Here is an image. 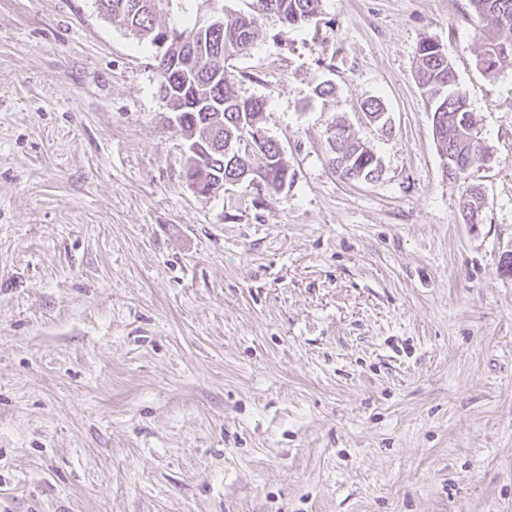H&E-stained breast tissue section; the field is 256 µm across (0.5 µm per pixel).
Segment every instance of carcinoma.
<instances>
[{
  "label": "carcinoma",
  "mask_w": 512,
  "mask_h": 512,
  "mask_svg": "<svg viewBox=\"0 0 512 512\" xmlns=\"http://www.w3.org/2000/svg\"><path fill=\"white\" fill-rule=\"evenodd\" d=\"M99 9L118 21L140 40L156 46L166 33L171 38L166 49L169 58L156 64L158 91L169 110L179 117V126L186 136L211 137L195 163L186 164V179H200L202 191L217 181L232 182L242 175L241 167L231 164L224 155V143L239 129L253 123H263L265 103L253 97H242L234 83L203 65L194 71L179 67L184 50H192L206 60L227 62L248 52L263 36L260 20L274 18L283 27L310 22L320 6V0H249L247 10L224 21V27L201 31L198 28L199 0H164L165 13L180 11L188 26L163 25L160 13L151 7L152 0H96ZM484 35L481 64L488 72L495 70L499 60L512 54V40L501 39L504 32L512 33V0H471ZM416 75L432 112V127L440 155L449 156L451 167L443 172L455 179H467L477 153V120L470 109L463 107L466 96L458 85L457 74L448 67V57L438 43L425 40L416 51ZM365 112L380 125L388 123L383 101L371 97L363 102ZM336 135L328 138L330 163L343 178L356 182L379 179L380 160L373 149L356 139L345 122L338 120Z\"/></svg>",
  "instance_id": "cac0c4a2"
}]
</instances>
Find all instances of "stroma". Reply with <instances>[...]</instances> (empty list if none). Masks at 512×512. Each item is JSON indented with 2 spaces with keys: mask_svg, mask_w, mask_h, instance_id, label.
Returning a JSON list of instances; mask_svg holds the SVG:
<instances>
[{
  "mask_svg": "<svg viewBox=\"0 0 512 512\" xmlns=\"http://www.w3.org/2000/svg\"><path fill=\"white\" fill-rule=\"evenodd\" d=\"M263 26L229 73L288 183L203 196L147 42L96 0H0V512H512V56L484 71L470 0ZM426 39L478 120L465 181ZM337 119L378 180L330 165ZM416 75L432 112V127L440 157L447 156L451 168L443 172L455 179L468 178V171L477 153V120L469 107L463 108L466 96L458 85L457 74L448 67V57L438 43L425 40L416 51ZM435 127L437 131H435ZM454 157L456 162L448 159Z\"/></svg>",
  "mask_w": 512,
  "mask_h": 512,
  "instance_id": "obj_1",
  "label": "stroma"
}]
</instances>
